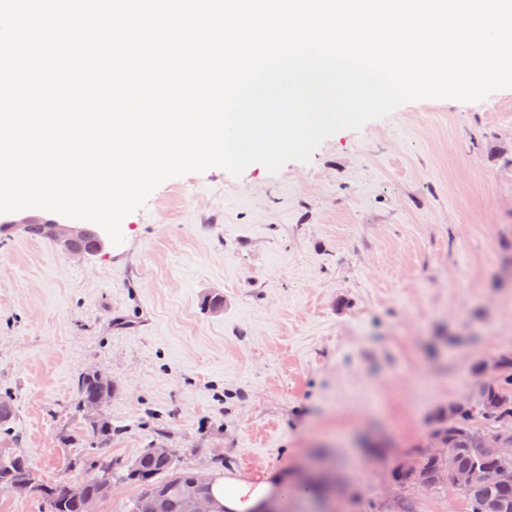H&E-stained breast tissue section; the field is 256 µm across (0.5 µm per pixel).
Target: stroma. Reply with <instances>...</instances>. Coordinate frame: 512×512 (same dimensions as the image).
Wrapping results in <instances>:
<instances>
[{
  "instance_id": "35a3bbf8",
  "label": "stroma",
  "mask_w": 512,
  "mask_h": 512,
  "mask_svg": "<svg viewBox=\"0 0 512 512\" xmlns=\"http://www.w3.org/2000/svg\"><path fill=\"white\" fill-rule=\"evenodd\" d=\"M121 229L83 259L0 234L5 448L38 480L84 478L76 384L99 369L120 460L169 442L236 488L321 457L360 503L468 512L390 473L512 350V88L404 103L274 174L170 178Z\"/></svg>"
}]
</instances>
